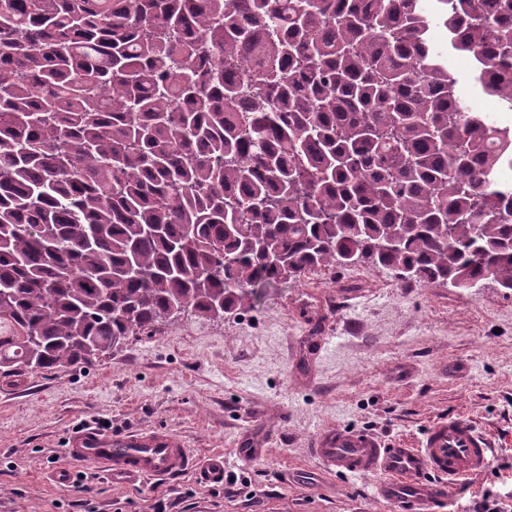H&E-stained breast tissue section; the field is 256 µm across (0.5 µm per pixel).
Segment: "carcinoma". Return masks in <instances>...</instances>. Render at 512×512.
I'll return each mask as SVG.
<instances>
[{
	"mask_svg": "<svg viewBox=\"0 0 512 512\" xmlns=\"http://www.w3.org/2000/svg\"><path fill=\"white\" fill-rule=\"evenodd\" d=\"M0 0V378L320 265L512 293V0ZM432 36L433 40L436 44L444 48L446 55H448V69L449 71L454 75V77H457L459 79L460 84L458 86L462 88L463 93L467 96L469 101L471 102L473 108L479 112H485L492 118V113L484 108L485 106H492L494 107L493 103L490 101H485L486 97H484L480 91H478L472 84L470 80L471 75V58L462 53H456L452 54L448 52L446 45H443L441 42L445 39V30L442 27H433L432 30ZM464 60L466 63L465 68H461L459 66V61ZM461 68L462 70L458 69ZM480 100H484L481 104ZM493 119V118H492ZM494 120V119H493Z\"/></svg>",
	"mask_w": 512,
	"mask_h": 512,
	"instance_id": "1",
	"label": "carcinoma"
}]
</instances>
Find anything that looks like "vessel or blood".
<instances>
[{
    "label": "vessel or blood",
    "mask_w": 512,
    "mask_h": 512,
    "mask_svg": "<svg viewBox=\"0 0 512 512\" xmlns=\"http://www.w3.org/2000/svg\"><path fill=\"white\" fill-rule=\"evenodd\" d=\"M310 448L328 471L375 476L378 499L419 508L445 498L462 480L486 470L491 461L488 438L463 417L434 422L417 448H387L370 434L344 430L316 435ZM65 455L69 466L56 474L62 485L71 482L74 468L85 465L126 484L190 468L204 483L224 482L223 457L196 462L182 439L161 429L116 434L80 427L69 434Z\"/></svg>",
    "instance_id": "obj_1"
}]
</instances>
